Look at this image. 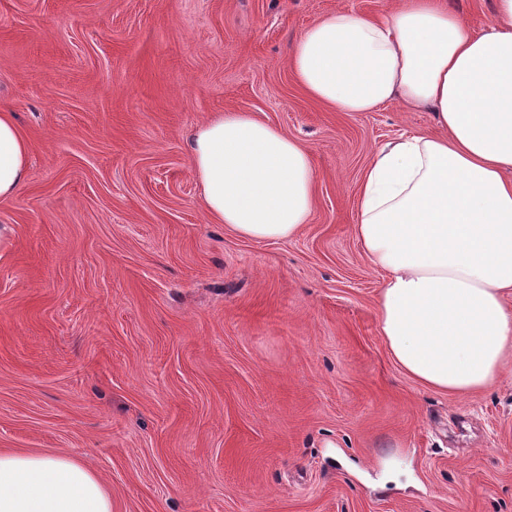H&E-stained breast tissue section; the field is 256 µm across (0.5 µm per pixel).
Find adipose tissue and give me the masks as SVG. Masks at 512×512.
I'll list each match as a JSON object with an SVG mask.
<instances>
[{"instance_id": "adipose-tissue-1", "label": "adipose tissue", "mask_w": 512, "mask_h": 512, "mask_svg": "<svg viewBox=\"0 0 512 512\" xmlns=\"http://www.w3.org/2000/svg\"><path fill=\"white\" fill-rule=\"evenodd\" d=\"M289 65L308 96L340 112L393 101L433 112L440 135L375 150L354 233L384 274L378 325L396 365L450 395L494 383L512 355V0H494L479 33L446 0H402L384 17L338 10L298 37ZM189 159L212 222L252 240L307 224L311 154L252 113L200 124ZM29 174V143L0 110V200ZM0 512H112V497L72 456L1 450Z\"/></svg>"}]
</instances>
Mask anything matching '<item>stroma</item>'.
<instances>
[{
	"label": "stroma",
	"instance_id": "obj_1",
	"mask_svg": "<svg viewBox=\"0 0 512 512\" xmlns=\"http://www.w3.org/2000/svg\"><path fill=\"white\" fill-rule=\"evenodd\" d=\"M395 0H0V110L30 143L0 201V449L91 466L112 512H512V363L428 389L391 359L353 232L373 152L431 113L335 112L287 55ZM225 110L302 140L308 224L209 223L187 149Z\"/></svg>",
	"mask_w": 512,
	"mask_h": 512
}]
</instances>
